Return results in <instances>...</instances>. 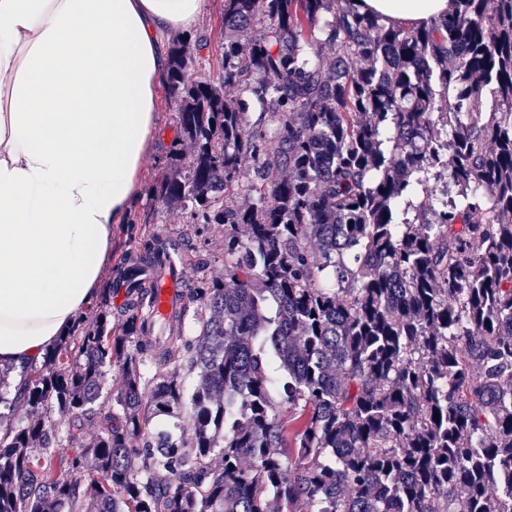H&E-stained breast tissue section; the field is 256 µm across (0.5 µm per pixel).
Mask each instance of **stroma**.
Returning a JSON list of instances; mask_svg holds the SVG:
<instances>
[{
  "mask_svg": "<svg viewBox=\"0 0 512 512\" xmlns=\"http://www.w3.org/2000/svg\"><path fill=\"white\" fill-rule=\"evenodd\" d=\"M235 37V32L224 26V0H204L198 20L184 38L198 62L197 67L188 70V80L201 75L220 79L224 72V44ZM177 120L174 96L169 85H162L157 133L140 171L136 202L117 231L104 288H114L128 255L152 240L160 224L166 226L169 238L179 245L185 257L179 271L187 287L195 288L224 275L223 225L192 223L188 212L166 210L153 195L154 186L165 178L176 160H187L191 153L189 144L178 138Z\"/></svg>",
  "mask_w": 512,
  "mask_h": 512,
  "instance_id": "stroma-1",
  "label": "stroma"
}]
</instances>
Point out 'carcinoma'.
<instances>
[{
  "label": "carcinoma",
  "mask_w": 512,
  "mask_h": 512,
  "mask_svg": "<svg viewBox=\"0 0 512 512\" xmlns=\"http://www.w3.org/2000/svg\"><path fill=\"white\" fill-rule=\"evenodd\" d=\"M224 26L222 84L276 131L187 83L174 48L192 153L157 191L224 225V279L181 295L162 345L133 344L156 321L142 288L121 333L103 312L27 370L38 414L0 440V512H512V0L418 28L354 0H224Z\"/></svg>",
  "instance_id": "carcinoma-1"
}]
</instances>
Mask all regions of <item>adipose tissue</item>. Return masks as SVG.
<instances>
[{
	"label": "adipose tissue",
	"instance_id": "1",
	"mask_svg": "<svg viewBox=\"0 0 512 512\" xmlns=\"http://www.w3.org/2000/svg\"><path fill=\"white\" fill-rule=\"evenodd\" d=\"M203 0H0V368L90 304L137 196L174 37ZM388 27L455 0H358Z\"/></svg>",
	"mask_w": 512,
	"mask_h": 512
}]
</instances>
